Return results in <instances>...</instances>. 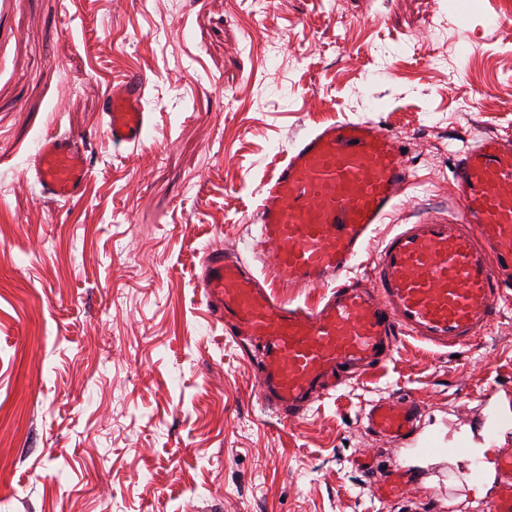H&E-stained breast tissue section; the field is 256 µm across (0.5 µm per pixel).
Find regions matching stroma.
<instances>
[{
    "mask_svg": "<svg viewBox=\"0 0 512 512\" xmlns=\"http://www.w3.org/2000/svg\"><path fill=\"white\" fill-rule=\"evenodd\" d=\"M457 4L0 0V512H486L512 449L488 429L512 416V298L473 345L403 338L289 424L200 288L209 247L257 263L260 186L325 122L404 143L415 180L381 233L451 215L457 150L512 139V0ZM132 71L151 124L119 148L101 101ZM54 133L85 142L81 200L33 177ZM404 394L411 440L367 430ZM392 474L419 482L389 499Z\"/></svg>",
    "mask_w": 512,
    "mask_h": 512,
    "instance_id": "1",
    "label": "stroma"
}]
</instances>
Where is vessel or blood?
Instances as JSON below:
<instances>
[{"label": "vessel or blood", "instance_id": "vessel-or-blood-1", "mask_svg": "<svg viewBox=\"0 0 512 512\" xmlns=\"http://www.w3.org/2000/svg\"><path fill=\"white\" fill-rule=\"evenodd\" d=\"M145 82L128 73L105 95L114 144L144 142ZM40 191L82 198L89 169L80 138L44 137L34 160ZM456 217L430 216L387 234L372 283L351 278L378 226L397 209L413 173L402 144L371 121L327 122L295 141L260 193L256 243L266 279L222 248L207 250L201 288L240 347L258 350L259 397L286 423L348 379L391 359L402 337L446 349L484 337L512 296V142L488 136L465 146L454 166ZM333 288L321 305L291 306L267 288ZM420 417L410 396L371 403L369 429L409 439ZM488 512H512V451L496 460Z\"/></svg>", "mask_w": 512, "mask_h": 512}]
</instances>
